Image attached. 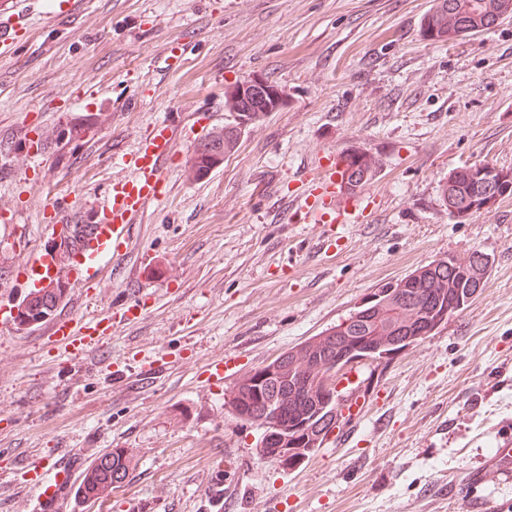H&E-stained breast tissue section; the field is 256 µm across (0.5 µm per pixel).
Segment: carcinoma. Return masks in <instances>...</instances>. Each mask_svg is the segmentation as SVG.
I'll return each mask as SVG.
<instances>
[{"instance_id": "1", "label": "carcinoma", "mask_w": 512, "mask_h": 512, "mask_svg": "<svg viewBox=\"0 0 512 512\" xmlns=\"http://www.w3.org/2000/svg\"><path fill=\"white\" fill-rule=\"evenodd\" d=\"M512 13V0H435L433 11L422 25L423 36L444 41L449 36L475 33L494 26ZM268 92L259 100H247L245 84L225 93L233 101L237 122L224 128V140L210 141L203 150L210 155L231 152L241 126L262 112L281 105L278 90L266 82ZM355 167L352 187L362 185L372 174V160L359 150L347 151ZM453 195L461 203H484L494 196H512V182H502L495 193L486 192L474 171L463 167L448 173L443 197ZM461 265L452 257L424 265L394 285L381 289L374 299L360 306L350 317L325 335L297 351L283 353L271 363L246 374L235 386L225 406L238 421L260 430V454L263 458L299 463L320 447L328 435V426L336 422L338 403L320 387L317 371L329 370L351 353L365 351L369 360L396 353L430 335L447 317L463 311L471 298L486 283L473 276L460 277ZM99 476L113 484H122L128 476L125 450L115 448L96 462Z\"/></svg>"}]
</instances>
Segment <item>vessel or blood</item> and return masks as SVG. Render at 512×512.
Segmentation results:
<instances>
[{
	"mask_svg": "<svg viewBox=\"0 0 512 512\" xmlns=\"http://www.w3.org/2000/svg\"><path fill=\"white\" fill-rule=\"evenodd\" d=\"M27 28L17 10L15 0H0V53L19 45L20 34ZM207 127L191 126L174 129L169 122L153 124L140 137L136 150L120 154L121 163L129 170L128 179L111 183L89 213L90 229L77 248H54L25 254L18 264L26 281L18 298L0 305V313L18 329H26L24 316L28 309L45 300L49 293L58 299L70 295L73 282L94 286L112 264L121 261L129 247L132 224L162 196L164 172L178 143H199L207 138ZM351 171L348 156L337 155L330 176L311 184L307 203L290 205L288 219L294 223L314 221L321 224H351L357 219L350 203L347 177ZM69 222L66 208L47 203L41 223L47 235L60 239ZM140 304L133 303L88 318L69 313L52 319L40 327V335L48 337L55 347L76 355H87L108 343L117 327L139 320ZM85 503L110 500L111 485L101 482L95 469H88L76 483ZM33 512H72L69 499L54 491L40 496Z\"/></svg>",
	"mask_w": 512,
	"mask_h": 512,
	"instance_id": "1",
	"label": "vessel or blood"
}]
</instances>
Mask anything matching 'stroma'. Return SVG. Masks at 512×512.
Segmentation results:
<instances>
[{
	"mask_svg": "<svg viewBox=\"0 0 512 512\" xmlns=\"http://www.w3.org/2000/svg\"><path fill=\"white\" fill-rule=\"evenodd\" d=\"M50 2L28 0L22 46L0 55V207H20L0 222V273L52 247L47 200L85 211L125 177L114 144L134 150L143 128L195 112L221 138L225 90L255 77L283 104L193 179L180 172L189 151L174 155L163 201L131 230L128 263L150 254V281L110 273L96 305L74 296L90 316L143 303L141 321L115 329L111 364L0 325V512H31L40 496L26 461L67 458L79 473L113 448L128 476L89 512H224L216 478L238 488L237 512H512V197L462 223L442 199L454 169L512 171V15L434 42L422 35L434 0H86L79 24L54 31L41 20ZM82 77L96 99L78 93ZM28 139L44 144V195L11 174ZM347 149L374 161L359 222L334 237L286 223L281 197ZM476 252L487 285L462 312L356 366L339 396L356 417L346 440L292 469L261 457L256 427L224 407L239 379L415 269ZM22 280L0 296L18 297ZM219 360L234 374L214 384ZM487 464L497 483H480Z\"/></svg>",
	"mask_w": 512,
	"mask_h": 512,
	"instance_id": "obj_1",
	"label": "stroma"
}]
</instances>
